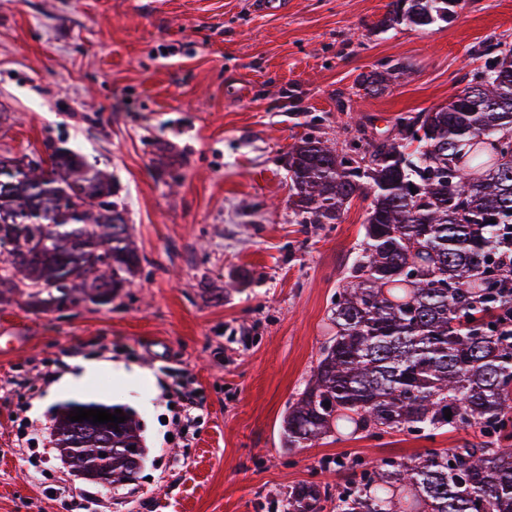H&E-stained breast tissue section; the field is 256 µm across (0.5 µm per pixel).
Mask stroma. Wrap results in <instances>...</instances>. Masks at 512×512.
Segmentation results:
<instances>
[{
    "label": "stroma",
    "mask_w": 512,
    "mask_h": 512,
    "mask_svg": "<svg viewBox=\"0 0 512 512\" xmlns=\"http://www.w3.org/2000/svg\"><path fill=\"white\" fill-rule=\"evenodd\" d=\"M0 0V155L70 148L112 175L140 267L108 306L36 312L0 304V512H272L289 485H345L336 459L407 457L474 440L341 436L286 449L280 419L308 381L339 279L372 200L361 189L334 224L299 223L288 152L328 140L395 136L408 112L447 105L512 45V0H462L426 29L374 24L390 0ZM405 62L370 96L357 78ZM103 371L59 388L73 361ZM137 366L149 386L110 367ZM200 402L190 427L166 395ZM69 401L130 408L148 455L131 481L78 478L55 448ZM34 442L22 446L21 438Z\"/></svg>",
    "instance_id": "obj_1"
}]
</instances>
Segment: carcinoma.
Listing matches in <instances>:
<instances>
[{
	"label": "carcinoma",
	"mask_w": 512,
	"mask_h": 512,
	"mask_svg": "<svg viewBox=\"0 0 512 512\" xmlns=\"http://www.w3.org/2000/svg\"><path fill=\"white\" fill-rule=\"evenodd\" d=\"M458 0H392L374 26L426 28L448 21ZM490 79L475 71L446 106L396 118L398 137L339 147L306 135L289 152V199L303 224L332 223L368 184L373 199L360 249L330 309L336 333L320 347L311 379L288 402L287 448L311 447L346 425L351 433L430 437L476 426V441L444 452L380 458L332 489L288 487L278 512H512V50L485 43ZM392 71L359 75L370 95ZM0 303L18 294L35 310L69 301L109 305L137 272L125 209L112 181L78 151L46 159L0 158ZM416 191H411V188ZM330 402L325 406L324 402ZM452 416L446 418L444 409ZM57 447L98 483H118L142 447L128 415L118 431L54 427Z\"/></svg>",
	"instance_id": "obj_1"
}]
</instances>
